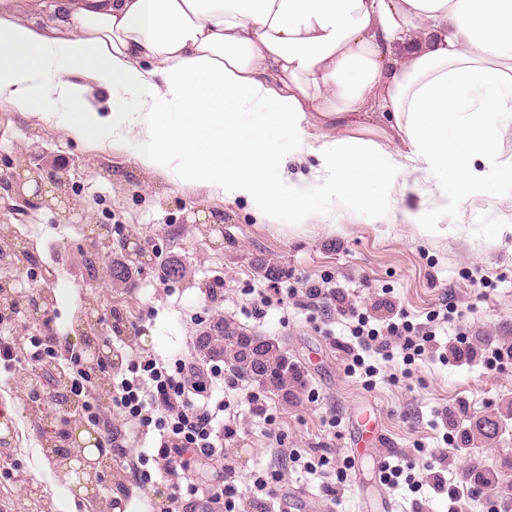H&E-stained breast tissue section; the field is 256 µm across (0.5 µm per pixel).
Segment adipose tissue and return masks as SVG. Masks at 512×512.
<instances>
[{"instance_id": "obj_1", "label": "adipose tissue", "mask_w": 512, "mask_h": 512, "mask_svg": "<svg viewBox=\"0 0 512 512\" xmlns=\"http://www.w3.org/2000/svg\"><path fill=\"white\" fill-rule=\"evenodd\" d=\"M70 112L58 113L60 104ZM379 109L394 149L345 136ZM303 223L382 211L441 173L440 205L512 180V0H0V110ZM297 135L274 151L281 128ZM322 136L314 137L310 128Z\"/></svg>"}]
</instances>
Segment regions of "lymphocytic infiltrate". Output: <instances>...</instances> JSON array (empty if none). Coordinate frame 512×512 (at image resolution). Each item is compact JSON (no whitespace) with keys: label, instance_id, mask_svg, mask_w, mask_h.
<instances>
[{"label":"lymphocytic infiltrate","instance_id":"f902f5d3","mask_svg":"<svg viewBox=\"0 0 512 512\" xmlns=\"http://www.w3.org/2000/svg\"><path fill=\"white\" fill-rule=\"evenodd\" d=\"M434 340V332L415 329L404 320L388 322L385 334H368L364 344L375 347L382 359L388 360L393 345L419 356ZM214 375V370H200L183 361L171 372L148 362L141 374L121 378L111 397L113 408L135 420L138 434L152 429L158 432V443L151 455L143 451L135 454L121 445L118 430H105L104 436L115 455L135 457L134 470L140 486L165 498L164 512H236L241 493L233 465L226 464L218 483L204 493L185 479L186 472L196 464L223 461L220 443L234 433L231 426L217 427L215 414L195 400L211 385ZM151 463L160 474L159 482H152L145 471Z\"/></svg>","mask_w":512,"mask_h":512}]
</instances>
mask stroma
Here are the masks:
<instances>
[{"label": "stroma", "instance_id": "35a3bbf8", "mask_svg": "<svg viewBox=\"0 0 512 512\" xmlns=\"http://www.w3.org/2000/svg\"><path fill=\"white\" fill-rule=\"evenodd\" d=\"M134 153L129 142L101 150L37 117L0 111V169L25 154L40 156L64 173L53 192L70 209L66 216L54 206L26 215L0 205V228L26 236L39 267L54 270L53 280L37 276L32 284L51 294L54 323L73 343L81 341L77 323L89 319L123 361L152 358L171 367L182 357L199 361L196 338L214 317L282 339L305 372L298 405L282 406L263 392L261 411H253L246 399L253 385L227 370L198 397L218 420H233L236 433L225 439L224 453L243 483L270 471L283 451L288 468L277 498L288 512H380L383 500L393 512H448L446 495L386 483L382 466L410 463L416 475L434 471L458 487L466 468L512 459V422L492 444L465 446L458 433L512 398V360L487 367L495 349L512 346V182L492 183L444 213L433 211L431 185L421 182L394 192L383 219L339 202L303 224L274 225L259 220L245 199L142 169ZM420 210L432 214L425 232L403 220L404 212ZM95 224L111 225L116 242L152 240L132 285L114 286L104 274L89 282L82 259ZM172 228L179 231L173 240ZM168 257L188 267L182 281L160 279ZM260 258L280 269L277 282L256 271ZM218 284L222 298L206 301V290ZM314 284L335 289L330 313L308 305L303 290ZM262 292L269 305L260 318L253 308ZM381 302L403 310L414 326L435 329L434 353L407 363L398 350L387 362L358 348L356 315L379 328ZM114 310L136 319L139 331L114 339ZM441 311L447 320L438 319ZM452 346L474 355L452 357ZM25 374V364H0V507L25 512L30 482L42 486L51 512H87L72 506L66 479L42 452L43 435L56 423L51 408L26 407ZM436 449L443 462L432 458ZM330 487L335 496L327 495ZM98 490L105 500L135 495V512L163 509L122 462Z\"/></svg>", "mask_w": 512, "mask_h": 512}]
</instances>
